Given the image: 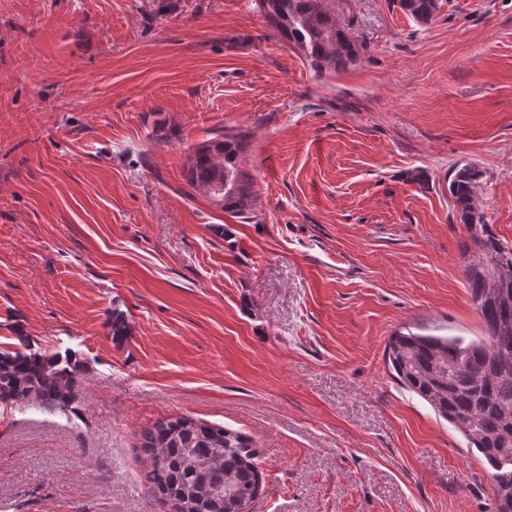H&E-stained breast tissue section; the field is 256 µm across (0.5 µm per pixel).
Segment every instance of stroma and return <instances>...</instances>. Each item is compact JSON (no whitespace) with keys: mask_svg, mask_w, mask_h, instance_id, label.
<instances>
[{"mask_svg":"<svg viewBox=\"0 0 512 512\" xmlns=\"http://www.w3.org/2000/svg\"><path fill=\"white\" fill-rule=\"evenodd\" d=\"M326 2L365 51L320 78L255 0H0V345L80 366L73 413L0 406V512H163L176 415L257 449L254 512H494L385 350L484 333L448 171L512 244V0ZM227 132L249 223L187 180ZM439 0H397L399 8L417 23L428 25L438 14Z\"/></svg>","mask_w":512,"mask_h":512,"instance_id":"stroma-1","label":"stroma"}]
</instances>
